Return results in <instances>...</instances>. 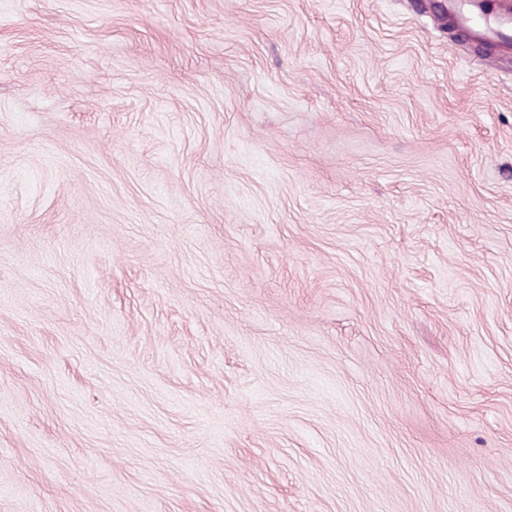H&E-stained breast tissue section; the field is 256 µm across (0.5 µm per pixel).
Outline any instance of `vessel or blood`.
Here are the masks:
<instances>
[{
    "label": "vessel or blood",
    "mask_w": 512,
    "mask_h": 512,
    "mask_svg": "<svg viewBox=\"0 0 512 512\" xmlns=\"http://www.w3.org/2000/svg\"><path fill=\"white\" fill-rule=\"evenodd\" d=\"M436 10L475 38L505 47L512 45V9L503 7L489 13L483 0H441Z\"/></svg>",
    "instance_id": "vessel-or-blood-1"
}]
</instances>
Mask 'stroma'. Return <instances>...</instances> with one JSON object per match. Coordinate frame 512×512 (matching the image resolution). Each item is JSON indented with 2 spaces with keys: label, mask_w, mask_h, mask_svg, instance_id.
<instances>
[{
  "label": "stroma",
  "mask_w": 512,
  "mask_h": 512,
  "mask_svg": "<svg viewBox=\"0 0 512 512\" xmlns=\"http://www.w3.org/2000/svg\"><path fill=\"white\" fill-rule=\"evenodd\" d=\"M0 512H512V52L0 0Z\"/></svg>",
  "instance_id": "1"
}]
</instances>
